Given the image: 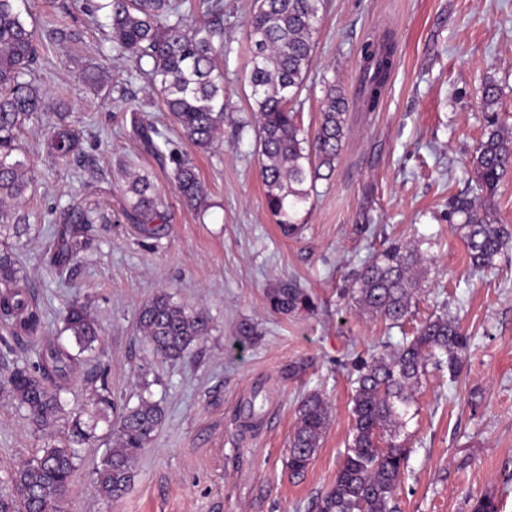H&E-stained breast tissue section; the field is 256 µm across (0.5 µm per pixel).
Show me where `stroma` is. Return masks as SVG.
Here are the masks:
<instances>
[{"mask_svg": "<svg viewBox=\"0 0 512 512\" xmlns=\"http://www.w3.org/2000/svg\"><path fill=\"white\" fill-rule=\"evenodd\" d=\"M76 35L54 38L42 0L30 21L42 44L35 73L46 109L19 135L33 182L21 204L31 230L13 239L40 324L16 334L0 323V478L62 444L68 423L36 431L11 401L6 378L54 338L71 302L88 305L102 343L70 379L79 402L95 365L107 370L117 405L147 397L164 411L161 427L136 459L130 491L120 500L94 491L103 443L82 449L64 512H316L333 482L351 428L353 358L398 344L442 308L471 338L456 377L428 367L417 387L397 490L402 512H471L492 496L512 512V246L492 267L471 272L466 242L448 220V200L472 190L470 160L485 132L480 88L492 80L504 95L499 121L512 128V0H328L315 36L314 60L297 105L315 130L327 83L350 99L348 132L330 179L317 180L284 236L265 203L255 115L245 73L244 23L253 0H223L226 115L222 139L209 151L185 140L129 59L112 55L109 30L89 23L83 0H63ZM392 39L397 56L378 111L357 99L365 43ZM91 63L111 75L104 89L87 84ZM167 129L166 153L142 150L131 110ZM83 121L84 153L53 164L43 148L58 111ZM191 158L205 188L197 209L182 200L170 153ZM149 173L163 199L165 229L145 237L123 210L125 170ZM95 193L106 222L91 225L88 246L63 275L48 264V229L78 194ZM418 246L426 261L409 315L394 326L362 313L347 290L383 244ZM282 280L311 294L313 313L279 315L266 293ZM205 311L207 336L178 361L154 355L137 331L141 304L159 292ZM258 334L246 342L241 322ZM307 369L287 377L290 363ZM320 391L332 418L303 477L288 470L299 400Z\"/></svg>", "mask_w": 512, "mask_h": 512, "instance_id": "obj_1", "label": "stroma"}]
</instances>
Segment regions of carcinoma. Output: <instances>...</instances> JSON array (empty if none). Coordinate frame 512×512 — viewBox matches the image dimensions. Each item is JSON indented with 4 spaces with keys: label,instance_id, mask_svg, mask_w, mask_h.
<instances>
[{
    "label": "carcinoma",
    "instance_id": "carcinoma-1",
    "mask_svg": "<svg viewBox=\"0 0 512 512\" xmlns=\"http://www.w3.org/2000/svg\"><path fill=\"white\" fill-rule=\"evenodd\" d=\"M27 0H0V237L19 238L29 232V216L20 203L30 187V170L16 154V136L43 111L46 93L36 84L39 43L34 28L23 17ZM107 10L112 53L137 64L149 65L146 74L152 93L171 114L184 138L209 149L224 126V68L231 43L224 41L221 0H202L201 18L189 14L177 0H103L87 7V15ZM326 0H254L246 22L250 43L247 82L250 106L258 122L260 174L266 204L282 231H299L296 215L309 199L319 179L332 176L346 138L349 100L343 88L327 84L318 124L313 135L304 134L296 122L293 103L301 95L315 53V34ZM363 106L376 111L395 64V45L386 39L368 43L362 51ZM87 83L105 86L108 72L93 65L84 73ZM502 90L484 83L480 107L488 114L487 130L472 159L478 189L491 192L512 165V133L499 124ZM131 124L141 146L152 154L162 152L167 137L151 122L132 113ZM85 129L59 113L58 123L44 139L46 154L56 163H68L83 152ZM174 179L184 200L202 203L204 189L193 162L172 157ZM125 216L152 238L163 223L161 197L147 173H127ZM459 218L472 271L491 267L512 239L493 206L480 196L458 195L449 203ZM105 220L91 196L70 200L57 212L50 264L66 268L87 247L91 224ZM422 255L409 243H392L375 252L355 275L349 294L360 310L393 325L406 319L417 287L415 268ZM18 255L0 244V318L29 332L37 325L29 311L28 296ZM270 308L282 314L311 313V295L296 283L281 282L267 294ZM60 337L46 344L33 360L16 365L7 377L8 393L35 428L41 432L70 418L68 444L48 446L43 455L25 462L0 479V512H63L72 478L80 461L79 449L91 444L101 422L113 424L111 445L96 470L94 489L106 499L118 500L130 489L137 452L152 439L163 421L161 406L142 398L125 407L116 421L112 392L101 370L90 381L92 408L70 409L61 397L66 381L81 363V355L101 342V327L82 304H71L62 318ZM138 328L157 356L175 361L186 354L210 329L209 318L166 293L144 301ZM469 337L455 317L438 314L423 322L411 338L391 350L374 351L351 363L353 420L342 465L332 485L321 496L318 512H399L396 490L408 450L399 441L400 428L413 403L415 387L428 364L459 371ZM331 421V409L318 391H311L296 409V425L289 440L288 469L305 474Z\"/></svg>",
    "mask_w": 512,
    "mask_h": 512
}]
</instances>
